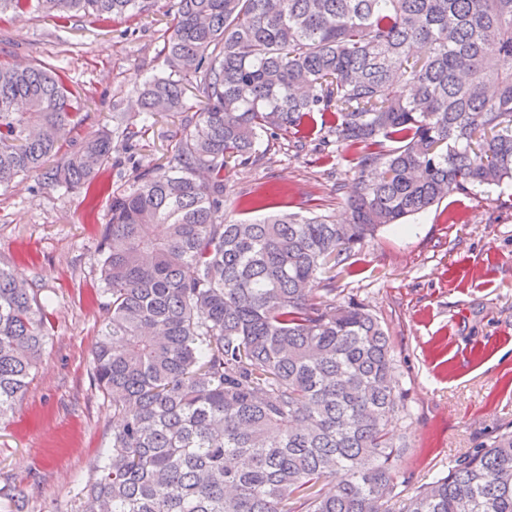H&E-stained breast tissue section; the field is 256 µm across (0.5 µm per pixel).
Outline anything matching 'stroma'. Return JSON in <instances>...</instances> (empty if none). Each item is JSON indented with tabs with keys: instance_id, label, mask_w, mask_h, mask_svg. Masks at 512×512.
<instances>
[{
	"instance_id": "stroma-1",
	"label": "stroma",
	"mask_w": 512,
	"mask_h": 512,
	"mask_svg": "<svg viewBox=\"0 0 512 512\" xmlns=\"http://www.w3.org/2000/svg\"><path fill=\"white\" fill-rule=\"evenodd\" d=\"M175 9L176 0H155L126 21L38 11L0 18V62L56 68L81 99L57 161L112 129L113 115L137 113V86L168 72L163 47ZM180 129V115H159L132 150L113 152L106 182L128 185L162 164ZM354 158L345 147L327 157L315 134L300 148L283 135L263 159L235 169L224 217L256 218L250 202L263 195L278 212L345 222ZM110 201L104 193L87 202L40 174L0 189V265L48 303L37 368L0 419V512H11L15 486L27 494L25 512H72L112 443V402L91 373L103 320L96 245ZM325 274L337 300L365 304L390 338L402 407L388 428L408 448L394 463L399 499L512 424V183L452 192L405 224L381 228Z\"/></svg>"
}]
</instances>
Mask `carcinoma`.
<instances>
[{"mask_svg":"<svg viewBox=\"0 0 512 512\" xmlns=\"http://www.w3.org/2000/svg\"><path fill=\"white\" fill-rule=\"evenodd\" d=\"M150 3L0 0V15L119 21ZM164 52L139 123L116 116L126 146L160 113L183 122L162 165L112 192L97 245L92 377L117 426L77 512H391L406 446L387 432L401 401L389 338L315 283L449 192L512 182V0H178ZM80 108L57 70L1 63L0 188L40 170ZM317 127L323 145L361 149L350 221L224 222L230 173L261 137ZM115 150L99 132L48 179L88 194ZM45 315L0 267V418L32 378ZM400 512H512V426Z\"/></svg>","mask_w":512,"mask_h":512,"instance_id":"carcinoma-1","label":"carcinoma"}]
</instances>
